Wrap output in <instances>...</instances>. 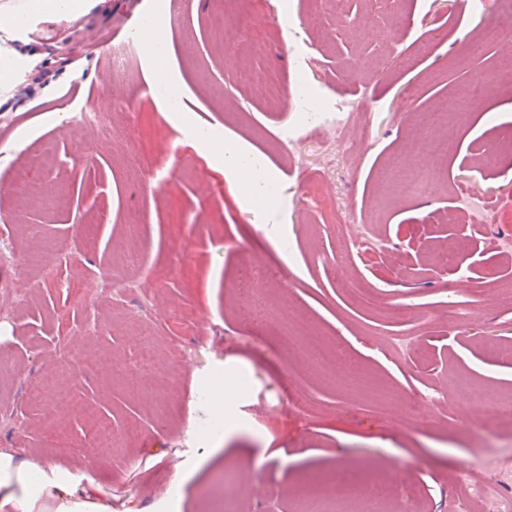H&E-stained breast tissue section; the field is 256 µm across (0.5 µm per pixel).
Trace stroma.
Instances as JSON below:
<instances>
[{"instance_id":"stroma-1","label":"stroma","mask_w":512,"mask_h":512,"mask_svg":"<svg viewBox=\"0 0 512 512\" xmlns=\"http://www.w3.org/2000/svg\"><path fill=\"white\" fill-rule=\"evenodd\" d=\"M137 0H98L84 27L31 24L0 41L16 71L0 98V448L90 468L104 493L148 512L176 488L177 512H290L311 488L355 479L401 489L391 512H448L471 499L458 467L474 449L485 485L473 512H512V455L480 454L486 433L448 379L512 394V153L471 164L512 135V83L458 123L447 158H418L424 187L394 192L414 113L464 74L511 60L474 50L469 0H167L169 66L190 120L258 156L279 191L258 208L200 152L144 56L112 97L99 87ZM223 13L222 38L210 27ZM380 31L372 39L358 22ZM415 89L410 111L399 103ZM112 115V138L67 127ZM272 217L289 250L266 237ZM362 250L347 248L349 235ZM476 295L477 317L449 310ZM403 307L415 352L388 339ZM66 387V432L24 392L46 374ZM242 375L245 431L186 483L212 418L210 379ZM440 393L433 415L410 394ZM110 427L91 456V423Z\"/></svg>"}]
</instances>
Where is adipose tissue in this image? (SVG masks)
Returning <instances> with one entry per match:
<instances>
[{"label": "adipose tissue", "instance_id": "obj_1", "mask_svg": "<svg viewBox=\"0 0 512 512\" xmlns=\"http://www.w3.org/2000/svg\"><path fill=\"white\" fill-rule=\"evenodd\" d=\"M91 6L92 0H0V35L10 40L21 38L36 20H64L79 28ZM144 27L148 32L144 44L155 53L154 75L166 87L168 99L179 98L165 56L156 52L166 43V25L151 15ZM184 128L190 140L216 159L225 178L235 182L245 198L262 194L270 175L255 154L242 147H226L212 129L189 121ZM96 488L94 477L80 484L68 470L47 460H22L11 449L0 448V512H114L111 496L98 494Z\"/></svg>", "mask_w": 512, "mask_h": 512}]
</instances>
